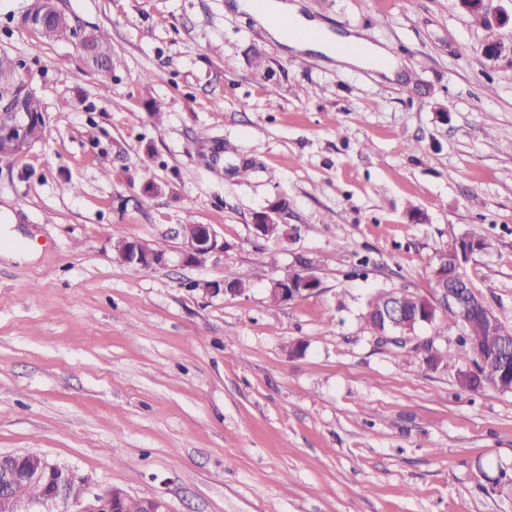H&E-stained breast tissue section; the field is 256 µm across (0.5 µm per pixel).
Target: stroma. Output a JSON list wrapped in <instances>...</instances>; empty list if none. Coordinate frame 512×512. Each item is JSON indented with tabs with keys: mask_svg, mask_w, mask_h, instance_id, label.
<instances>
[{
	"mask_svg": "<svg viewBox=\"0 0 512 512\" xmlns=\"http://www.w3.org/2000/svg\"><path fill=\"white\" fill-rule=\"evenodd\" d=\"M235 3L57 0L110 33L105 76L19 26L31 0H0V50L51 118L0 162L22 232L0 253L43 245L0 257V453L74 469L87 505L118 488L169 512H512V393L462 389L363 317L378 292L437 298V254L477 232L466 275L512 328V55L485 57L454 0H299L389 50L391 80L287 49ZM280 197L290 236L258 237ZM188 222L224 241L199 267ZM119 232L166 264L131 275ZM238 270L247 295L204 292ZM298 270L316 292L271 303Z\"/></svg>",
	"mask_w": 512,
	"mask_h": 512,
	"instance_id": "obj_1",
	"label": "stroma"
}]
</instances>
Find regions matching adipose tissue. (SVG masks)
<instances>
[{"label": "adipose tissue", "instance_id": "1", "mask_svg": "<svg viewBox=\"0 0 512 512\" xmlns=\"http://www.w3.org/2000/svg\"><path fill=\"white\" fill-rule=\"evenodd\" d=\"M238 7L254 13L261 23L268 25L276 40L294 51L316 52L339 64L377 70L390 79L399 69L395 57L383 47L353 35L341 36L322 28L316 19L301 12L295 0H238ZM279 15L288 17L289 28L271 25V17ZM300 30L307 31V38H297L296 33Z\"/></svg>", "mask_w": 512, "mask_h": 512}]
</instances>
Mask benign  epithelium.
<instances>
[{
    "instance_id": "1",
    "label": "benign epithelium",
    "mask_w": 512,
    "mask_h": 512,
    "mask_svg": "<svg viewBox=\"0 0 512 512\" xmlns=\"http://www.w3.org/2000/svg\"><path fill=\"white\" fill-rule=\"evenodd\" d=\"M492 0H456V7L466 14L479 13L494 28L512 27V10L491 7ZM8 133L17 145L26 150L36 142L37 136L32 131V119L23 111L12 95L0 83V130ZM180 225L179 235L182 240L181 259L187 265L200 266L217 252L224 251V241L208 224H195L193 231H184ZM481 248L470 243L469 239L460 237L457 249L438 256L436 282L440 291L439 304L449 303L455 306L462 322L474 315H479L486 324L489 335L500 332L497 351L493 353L490 363L494 364L508 354H512V331L500 326L493 308L484 299L471 298L469 283L464 272V265L470 257ZM119 259L127 264L134 261L146 271L165 264L164 254L154 249L148 242L133 240L127 250L118 252ZM312 280L311 274L301 272L287 273L273 279L270 285L279 288L283 300H292L314 293L315 288H297L295 282L302 284ZM392 302L386 315L387 326L376 336L385 342L412 343L415 331L414 323L406 319L403 309L404 300L391 295ZM0 468L3 469V490L0 491V512H49L60 502H78L84 490V480L74 471L65 468L47 456L33 452L0 455ZM31 481L41 485L42 495L33 500H22L15 496L11 487L18 482ZM127 495L110 491L96 498V504L90 512H120V507Z\"/></svg>"
}]
</instances>
